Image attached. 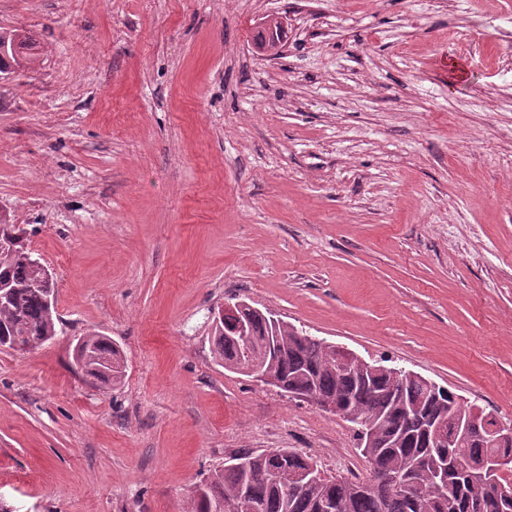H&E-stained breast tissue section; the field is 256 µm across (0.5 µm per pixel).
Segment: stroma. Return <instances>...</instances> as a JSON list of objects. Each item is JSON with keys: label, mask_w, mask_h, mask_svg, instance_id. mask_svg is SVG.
Wrapping results in <instances>:
<instances>
[{"label": "stroma", "mask_w": 512, "mask_h": 512, "mask_svg": "<svg viewBox=\"0 0 512 512\" xmlns=\"http://www.w3.org/2000/svg\"><path fill=\"white\" fill-rule=\"evenodd\" d=\"M511 1L0 0L37 51L0 79V213L58 317L0 349V504L183 512L270 448L368 477L351 423L215 361L237 300L512 426ZM91 332L116 388L76 371ZM283 25L282 19L277 15H268L262 25L260 26V30L263 32L266 43L263 46L253 45L254 51L262 57L275 59L277 56L282 54V46L274 41L272 38V33L275 31L276 26ZM81 360V371L86 381L98 387L117 385L124 373V355L108 336L88 333L80 336L74 347V359Z\"/></svg>", "instance_id": "1"}]
</instances>
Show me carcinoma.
I'll list each match as a JSON object with an SVG mask.
<instances>
[{
	"instance_id": "obj_1",
	"label": "carcinoma",
	"mask_w": 512,
	"mask_h": 512,
	"mask_svg": "<svg viewBox=\"0 0 512 512\" xmlns=\"http://www.w3.org/2000/svg\"><path fill=\"white\" fill-rule=\"evenodd\" d=\"M23 55L0 68L20 67L35 55V45L21 35ZM11 235L13 252L0 255V347L30 351L56 334L57 313L47 304L48 288L30 259L22 233L0 218V235ZM247 339L227 333L224 322L212 325L214 354L226 370L250 362L256 373H270L288 396L348 409L346 421L375 435L373 447L361 448L370 467L366 480L324 477L310 459L285 448L245 451L213 471L198 486L187 512H317L330 499L336 512H470L474 493L480 512H512V481L481 477L480 465L492 457H511L512 445L465 440L456 434L469 411L448 388L402 367L375 363L371 372L352 362L337 368L336 347L310 336L274 313L247 306L240 312ZM74 358L81 360L86 381L101 388L118 384L124 373L120 347L99 333L77 339ZM379 474H406L409 493L391 491Z\"/></svg>"
}]
</instances>
